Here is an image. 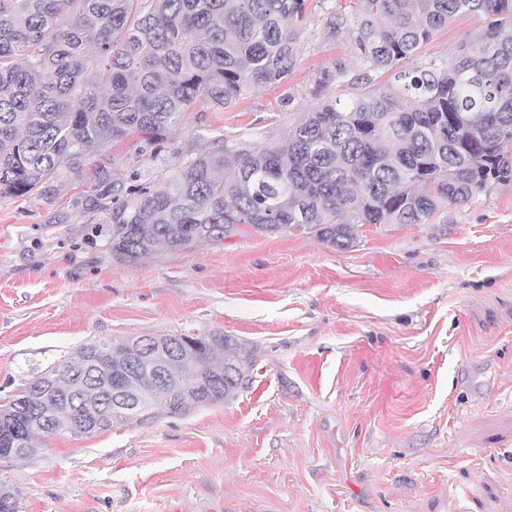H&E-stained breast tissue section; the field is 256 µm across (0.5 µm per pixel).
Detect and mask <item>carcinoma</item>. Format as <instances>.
Instances as JSON below:
<instances>
[{"label":"carcinoma","mask_w":512,"mask_h":512,"mask_svg":"<svg viewBox=\"0 0 512 512\" xmlns=\"http://www.w3.org/2000/svg\"><path fill=\"white\" fill-rule=\"evenodd\" d=\"M348 29L363 66L344 103L305 113L277 143L238 136L175 169L155 187L95 173L86 209L112 218V256L134 263L239 233L310 230L338 249L362 224H427L443 207L512 181V0H349ZM306 0H0V198L48 195L131 134L160 148L197 104L224 110L288 79ZM482 16L446 61L401 64L461 16ZM393 73L386 88L371 73ZM164 378L130 371L140 348L97 339L75 358L34 374L0 406V448L28 457L34 439L94 435L115 422L148 423L220 403L248 386L254 350L221 333L167 336ZM127 379L144 416L112 408L93 377L97 354Z\"/></svg>","instance_id":"cac0c4a2"}]
</instances>
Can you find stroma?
<instances>
[{"instance_id":"35a3bbf8","label":"stroma","mask_w":512,"mask_h":512,"mask_svg":"<svg viewBox=\"0 0 512 512\" xmlns=\"http://www.w3.org/2000/svg\"><path fill=\"white\" fill-rule=\"evenodd\" d=\"M307 0L288 80L186 113L162 152L131 136L0 199V403L98 338L221 333L256 350L248 388L153 422L38 439L0 460L19 512H512V182L427 224H366L339 250L300 230L113 257L75 209L98 167L159 183L219 135L260 146L352 93L347 32ZM463 16L411 69L482 28Z\"/></svg>"}]
</instances>
